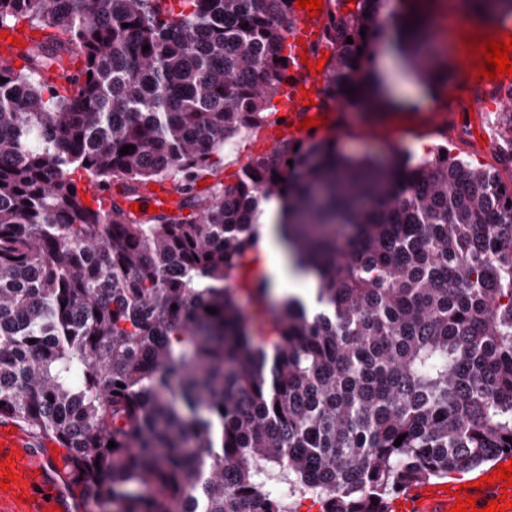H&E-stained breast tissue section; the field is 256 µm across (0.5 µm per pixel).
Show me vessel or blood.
Wrapping results in <instances>:
<instances>
[{
	"mask_svg": "<svg viewBox=\"0 0 512 512\" xmlns=\"http://www.w3.org/2000/svg\"><path fill=\"white\" fill-rule=\"evenodd\" d=\"M298 37L297 45L314 40L318 29L308 12L299 8L294 12ZM0 454L10 458L16 475L9 489H0V512H75L81 498V489L69 477L70 449L58 442L35 435L11 421L0 422ZM512 462V452L498 455L495 465L472 473L463 482L442 484L421 481L392 500L388 512H450L458 502L457 490H466L474 497L476 508L487 507L491 501L512 498V486L495 483L482 489L478 480L495 474L498 465Z\"/></svg>",
	"mask_w": 512,
	"mask_h": 512,
	"instance_id": "vessel-or-blood-1",
	"label": "vessel or blood"
}]
</instances>
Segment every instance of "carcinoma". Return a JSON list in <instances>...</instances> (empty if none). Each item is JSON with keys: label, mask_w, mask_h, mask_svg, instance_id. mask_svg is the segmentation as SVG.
<instances>
[{"label": "carcinoma", "mask_w": 512, "mask_h": 512, "mask_svg": "<svg viewBox=\"0 0 512 512\" xmlns=\"http://www.w3.org/2000/svg\"><path fill=\"white\" fill-rule=\"evenodd\" d=\"M293 2L0 0V31L33 32L0 68V420L71 449L87 502L387 512L512 450V185L496 171L446 145L381 166L311 136L198 186L224 144L287 122L273 99L292 86ZM473 11L505 19L512 0ZM428 16V0H328L318 110L357 101L381 37L435 80ZM72 64L74 92L45 78ZM76 174L127 194L168 182L197 218L93 206ZM272 199L316 278L313 316L268 301L256 215Z\"/></svg>", "instance_id": "carcinoma-1"}]
</instances>
